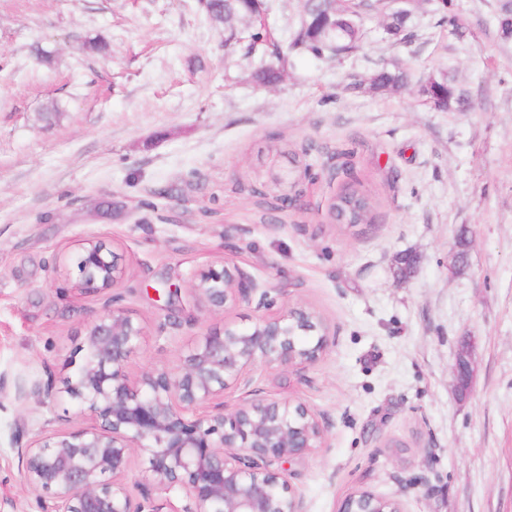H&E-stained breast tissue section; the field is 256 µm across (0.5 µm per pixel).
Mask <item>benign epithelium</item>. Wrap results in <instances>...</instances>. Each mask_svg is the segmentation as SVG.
Masks as SVG:
<instances>
[{
	"instance_id": "7a95c632",
	"label": "benign epithelium",
	"mask_w": 512,
	"mask_h": 512,
	"mask_svg": "<svg viewBox=\"0 0 512 512\" xmlns=\"http://www.w3.org/2000/svg\"><path fill=\"white\" fill-rule=\"evenodd\" d=\"M76 287L99 292L122 276L118 255L100 240L84 243L74 262ZM256 285L239 266L201 272L190 292L207 310L251 300ZM143 327L120 307L107 308L87 328L80 362L72 363L64 393L93 423L77 430L38 432L18 449L24 477L41 512H160L150 494L127 483L131 459L148 457L152 485L175 496L169 512H305L288 480L291 464L325 438L317 414L287 399H268L252 387L262 361L301 370L329 345V328L303 306L261 316L250 326L204 334L174 370L149 368L133 379L128 359L143 343ZM472 376L468 350L457 381ZM240 402H224L228 389ZM53 397L34 383L16 399L40 405ZM338 512H404L397 499L368 491L346 497Z\"/></svg>"
}]
</instances>
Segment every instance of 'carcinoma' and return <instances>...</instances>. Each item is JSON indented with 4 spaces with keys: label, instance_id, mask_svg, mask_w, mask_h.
<instances>
[{
    "label": "carcinoma",
    "instance_id": "cac0c4a2",
    "mask_svg": "<svg viewBox=\"0 0 512 512\" xmlns=\"http://www.w3.org/2000/svg\"><path fill=\"white\" fill-rule=\"evenodd\" d=\"M301 11L307 14L305 22L299 24L292 41L287 48H281L275 40L273 32L258 19L259 11L255 0H211L209 16L229 27L242 21L245 27L239 31L240 39L245 43L248 52L252 53L259 47L272 48L276 65L262 67L254 73L256 82L270 85L277 83L282 74L283 65L288 54H305L317 59H332L351 53L359 48L364 38L360 15L366 12H379L381 8L375 0H355L351 4H339L333 0H302ZM336 21V40H330L324 33V27L330 21ZM407 14L393 13L389 17L386 33L399 42L410 40L407 26ZM407 75L403 69L395 66L391 69L382 67L376 71L371 80V88L375 91H390L405 84ZM434 97V104L441 110L448 109L452 102L458 105L468 104L465 92L456 91L455 87L443 79H431L428 88ZM355 199L360 212L356 222H370L371 206L369 200L354 187L345 188L338 196V201Z\"/></svg>",
    "mask_w": 512,
    "mask_h": 512
}]
</instances>
